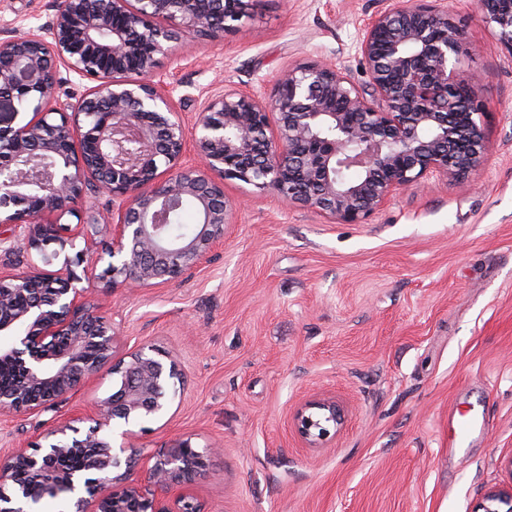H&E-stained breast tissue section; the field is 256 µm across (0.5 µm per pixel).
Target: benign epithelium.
<instances>
[{
	"label": "benign epithelium",
	"instance_id": "obj_1",
	"mask_svg": "<svg viewBox=\"0 0 512 512\" xmlns=\"http://www.w3.org/2000/svg\"><path fill=\"white\" fill-rule=\"evenodd\" d=\"M53 18L22 34L0 33V224H23L26 272L0 274V361L20 381L0 391V415L30 413L84 386L103 370L112 392L94 402L81 437L68 424L48 444L0 457V512H27L48 493L77 512H201L190 485L207 452L178 438L139 459L145 480H128L134 454L104 428L156 419L184 391L177 359L152 346L118 356V339L97 289L176 281L217 246L232 223L224 182L271 190L283 201L339 223L361 224L393 194L429 174L462 183L487 163L480 76L464 71L459 32L434 0L378 12L358 42L368 81L358 86L314 61L284 71L271 98L242 89L208 98L192 143L174 87L155 79L176 34L218 40L237 27L246 0H55ZM512 54V0H477ZM89 80L75 102L59 96V68ZM32 117L14 127L17 105ZM112 196L82 208L90 190ZM192 201L194 233L170 240L164 218ZM73 216L77 224L62 219ZM112 246L96 248V236ZM84 247L49 271L60 251ZM344 408L331 397L296 408L309 448H322ZM73 435H68V432ZM81 456L86 468L64 461ZM474 512H512V486L494 487Z\"/></svg>",
	"mask_w": 512,
	"mask_h": 512
}]
</instances>
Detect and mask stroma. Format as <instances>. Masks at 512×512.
<instances>
[{"label": "stroma", "mask_w": 512, "mask_h": 512, "mask_svg": "<svg viewBox=\"0 0 512 512\" xmlns=\"http://www.w3.org/2000/svg\"><path fill=\"white\" fill-rule=\"evenodd\" d=\"M392 0H250L223 40L181 37L157 75L193 129L226 89L270 96L285 69L336 64L357 83L365 25ZM53 0H0V31L48 22ZM482 77L491 157L461 187L434 175L342 224L237 181L222 246L181 281L100 295L121 353L174 355L185 390L127 444L209 449L191 486L206 512H473L512 485V53L476 0H437ZM23 227L0 224V272L31 262ZM112 391L104 372L55 406L0 417V454L43 443ZM348 406L323 448L298 437L313 397ZM489 425L456 447L458 421Z\"/></svg>", "instance_id": "35a3bbf8"}]
</instances>
